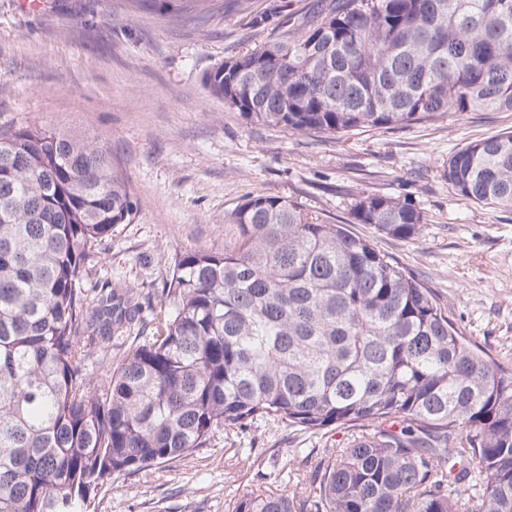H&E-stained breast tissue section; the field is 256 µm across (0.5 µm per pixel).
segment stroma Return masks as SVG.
Returning a JSON list of instances; mask_svg holds the SVG:
<instances>
[{"mask_svg":"<svg viewBox=\"0 0 512 512\" xmlns=\"http://www.w3.org/2000/svg\"><path fill=\"white\" fill-rule=\"evenodd\" d=\"M267 0L223 12L138 11L130 0H0V132L28 125L96 138L111 151L135 204L91 265L88 285L136 289L150 328L179 254L223 250L224 215L247 194L286 196L373 239L447 302L455 322L512 372V209L458 196L440 177L450 151L512 130V112H452L434 125L337 140L246 122L211 96L206 72L279 36L256 27ZM400 197L424 212L418 237L355 224L353 193ZM284 426L217 430L207 447L121 476L89 512H231L244 494L287 491L283 467L308 470L301 451L332 447Z\"/></svg>","mask_w":512,"mask_h":512,"instance_id":"stroma-1","label":"stroma"}]
</instances>
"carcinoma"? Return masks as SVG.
Listing matches in <instances>:
<instances>
[{
    "label": "carcinoma",
    "instance_id": "carcinoma-1",
    "mask_svg": "<svg viewBox=\"0 0 512 512\" xmlns=\"http://www.w3.org/2000/svg\"><path fill=\"white\" fill-rule=\"evenodd\" d=\"M205 86L252 124L338 139L512 112V0H314ZM441 177L512 208V130L453 152ZM132 211L91 138L0 132V512H89L117 477L259 422L345 438L292 490L232 512H512V374L391 256L288 197L250 195L224 215V250L183 253L150 335L114 355L140 294L85 283ZM350 215L400 239L425 224L376 193Z\"/></svg>",
    "mask_w": 512,
    "mask_h": 512
}]
</instances>
